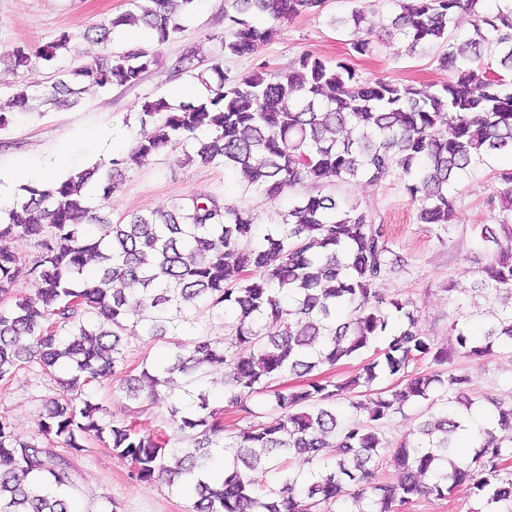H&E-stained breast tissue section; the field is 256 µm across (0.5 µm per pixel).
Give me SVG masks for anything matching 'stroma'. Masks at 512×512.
Returning <instances> with one entry per match:
<instances>
[{"mask_svg": "<svg viewBox=\"0 0 512 512\" xmlns=\"http://www.w3.org/2000/svg\"><path fill=\"white\" fill-rule=\"evenodd\" d=\"M353 0H327L322 15H301L283 21L276 38L259 44L243 57L225 55L220 37L224 32V0H200L196 11L183 23L175 39L163 45L159 63L133 86L90 87L79 106L71 109L43 107L14 112L8 127L0 131V165L21 156L46 160L58 147H66L74 167L83 169L100 163L112 145L113 136L135 138L138 112L148 98L168 95L174 88L194 90L196 79L174 70V61L185 51H196L204 62L222 60L224 70L242 76L265 65L277 70L288 67L301 54L327 61L345 57L350 51L346 32L331 26V17L349 12ZM128 0H0V48L21 45L37 48L60 33L71 36L70 50L54 66L38 65L21 77L29 93H39L58 70L67 69L102 54L101 46L87 42L82 33L88 26L105 22L127 11ZM438 48L408 55L400 43L378 48L368 57L356 59L362 78L384 77L396 83L440 84L448 79L435 61ZM97 140L98 153H90L89 140ZM181 149L166 151L131 171L107 202L112 221L135 212L170 207L195 191L213 193L239 206L252 217L256 235L280 223L295 191L277 199L245 190L239 176L221 166L182 164ZM512 168V160L487 158L464 174L455 186L457 224L440 228L421 224L401 180L389 176L379 183L361 180L342 183L324 181L325 191L342 203H357L371 210L377 223L385 225L399 261L379 281L386 298L414 302L422 329L437 342H448L452 321L467 323L473 333L485 329L492 312L501 303L495 295L475 292L474 284L484 276L491 256L478 236L480 225L489 223L486 205L497 185L500 171ZM458 372L470 379L477 400L494 398L512 403V349L494 347L478 359L460 358ZM56 385L31 368L17 370L8 383H0V415L6 417L25 438L38 435V425L47 401L55 397ZM71 462L70 493L76 512H189V495L172 491L164 477L137 483L129 479L128 467L105 444L92 442L85 450H67Z\"/></svg>", "mask_w": 512, "mask_h": 512, "instance_id": "35a3bbf8", "label": "stroma"}]
</instances>
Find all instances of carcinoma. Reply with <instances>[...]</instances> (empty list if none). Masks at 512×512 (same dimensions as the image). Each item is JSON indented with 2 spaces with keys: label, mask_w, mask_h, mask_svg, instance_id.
Returning <instances> with one entry per match:
<instances>
[{
  "label": "carcinoma",
  "mask_w": 512,
  "mask_h": 512,
  "mask_svg": "<svg viewBox=\"0 0 512 512\" xmlns=\"http://www.w3.org/2000/svg\"><path fill=\"white\" fill-rule=\"evenodd\" d=\"M131 9L85 29L82 37L109 45L114 32L138 25L148 42L111 49L58 77L38 96L17 85L20 72L51 63L67 49L61 33L34 51L0 49V84L15 91L0 105L26 111L37 99L57 108L80 104L83 85L134 86L157 65L159 49L182 31L197 0H129ZM380 29L366 27L372 5L335 16L329 24L350 36L351 54L328 63L302 54L286 68L260 66L231 77L221 61L200 69L188 50L179 71L196 76L207 95L171 106L166 98L140 106L141 130L132 150L99 168L70 175L52 188H24L0 216V238L35 237L32 293L0 308V382L37 366L60 388L39 423L44 442L27 440L0 417V512H72L65 494L68 460L57 445L81 451L108 444L128 465L129 478L170 476L193 493L191 512H409L422 497L448 499L460 486L512 512V405L493 398L495 423L470 428L474 405L468 376L442 369L457 355L481 357L512 346V305L475 336L454 321L456 348L437 345L419 324L411 301L380 295L376 285L394 264L384 225L360 205L341 206L319 191L332 175L349 183L381 182L397 174L422 224L456 222L451 195L462 174L489 155L512 157V0L489 9L483 0H397ZM324 0H224L226 56H244L271 41L275 23L318 14ZM473 18L463 39L449 35L454 17ZM397 41L417 54L439 46L448 81L399 84L363 79L353 58ZM489 56L493 69L483 62ZM190 147L186 163L222 164L245 189L276 198L311 185L282 222L255 244L252 219L232 203L196 191L168 210L132 213L114 224L102 210L127 174L167 147ZM488 198L498 211L480 228L492 251L488 279L478 290L512 301V169L499 174ZM20 258L0 251V295L11 292ZM202 308L227 318L219 339L188 315ZM148 341L167 340L168 353L143 359L126 374L121 334L127 324ZM376 357L338 380L325 369L354 359L379 341ZM429 361V369L411 372ZM214 373L224 381L225 406L203 389ZM293 374L306 381L278 386ZM392 381L389 387L380 381ZM118 383L135 404L132 419L107 421L88 391ZM268 396L278 413L224 436V408L252 413L242 399ZM346 399L352 416L338 418ZM168 404L183 439L170 444L140 417ZM408 403H423L416 440L394 444L377 428ZM480 441L460 465L462 434ZM390 453L396 475L381 477ZM301 457L307 471L283 461ZM278 474L265 485L257 476Z\"/></svg>",
  "instance_id": "carcinoma-1"
}]
</instances>
